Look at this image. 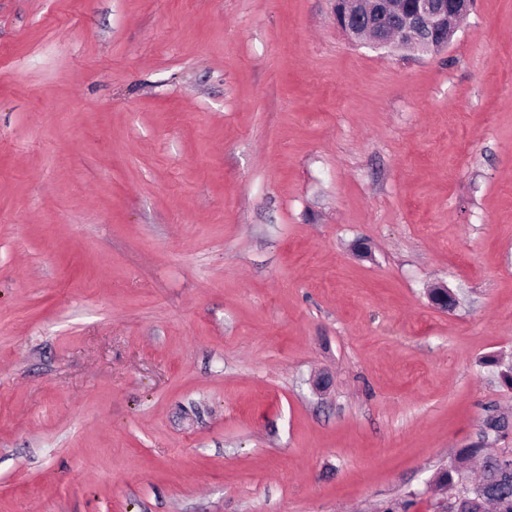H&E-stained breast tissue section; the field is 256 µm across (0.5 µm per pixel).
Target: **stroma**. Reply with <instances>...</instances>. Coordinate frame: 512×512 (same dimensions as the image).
Returning <instances> with one entry per match:
<instances>
[{"mask_svg":"<svg viewBox=\"0 0 512 512\" xmlns=\"http://www.w3.org/2000/svg\"><path fill=\"white\" fill-rule=\"evenodd\" d=\"M489 356L512 0L431 53L331 0H0V512H433L512 448Z\"/></svg>","mask_w":512,"mask_h":512,"instance_id":"obj_1","label":"stroma"}]
</instances>
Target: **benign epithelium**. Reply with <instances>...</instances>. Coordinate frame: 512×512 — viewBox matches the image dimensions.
<instances>
[{"label":"benign epithelium","mask_w":512,"mask_h":512,"mask_svg":"<svg viewBox=\"0 0 512 512\" xmlns=\"http://www.w3.org/2000/svg\"><path fill=\"white\" fill-rule=\"evenodd\" d=\"M472 0H333L336 26L353 40H368L376 48L401 50L411 46L437 51L448 46ZM432 305L453 306L448 289L430 291ZM464 498L445 495L436 512H463Z\"/></svg>","instance_id":"benign-epithelium-1"}]
</instances>
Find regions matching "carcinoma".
<instances>
[{
    "instance_id": "1",
    "label": "carcinoma",
    "mask_w": 512,
    "mask_h": 512,
    "mask_svg": "<svg viewBox=\"0 0 512 512\" xmlns=\"http://www.w3.org/2000/svg\"><path fill=\"white\" fill-rule=\"evenodd\" d=\"M477 457L481 458L480 477L470 482L465 470ZM440 482L450 492L459 486L465 487L473 498L483 499L484 509L490 508L492 512H498L499 502H512V451L487 453L479 446L464 448L441 471Z\"/></svg>"
}]
</instances>
